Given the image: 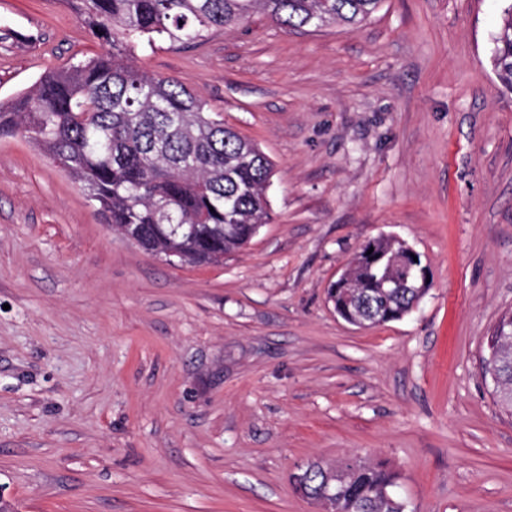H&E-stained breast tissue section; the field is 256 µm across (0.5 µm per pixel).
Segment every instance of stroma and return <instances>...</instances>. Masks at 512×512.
<instances>
[{"label":"stroma","instance_id":"stroma-1","mask_svg":"<svg viewBox=\"0 0 512 512\" xmlns=\"http://www.w3.org/2000/svg\"><path fill=\"white\" fill-rule=\"evenodd\" d=\"M505 0H382L356 29L264 16L139 44L256 143L271 221L175 266L0 138V495L16 512H321L300 464L385 462L409 512H512V413L484 341L512 309ZM61 0H0V101L101 53ZM423 254L418 309L371 328L327 288L367 241ZM494 44L492 68L499 81L512 89V3L504 8L502 25Z\"/></svg>","mask_w":512,"mask_h":512}]
</instances>
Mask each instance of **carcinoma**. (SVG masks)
Wrapping results in <instances>:
<instances>
[{"mask_svg":"<svg viewBox=\"0 0 512 512\" xmlns=\"http://www.w3.org/2000/svg\"><path fill=\"white\" fill-rule=\"evenodd\" d=\"M103 52L40 78L10 103L0 102V137L39 148L86 193L117 232L144 250L180 263H219L243 249L271 219L269 157L218 118L208 102L175 78L157 77L130 59L136 42L194 44L213 29L235 28L256 13L289 29L354 26L381 0H66ZM512 89V3L503 11L491 58ZM385 258H354L328 289L336 313L357 327L400 320L425 288H382ZM482 369L499 403L512 411V312L489 336ZM398 473L384 463L318 461L296 491L330 512H400L390 497Z\"/></svg>","mask_w":512,"mask_h":512,"instance_id":"obj_1","label":"carcinoma"}]
</instances>
